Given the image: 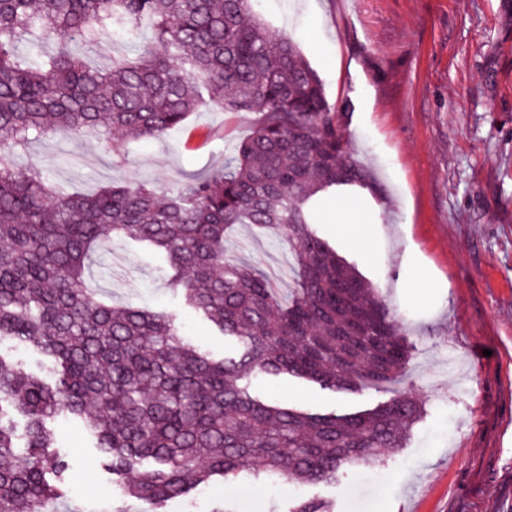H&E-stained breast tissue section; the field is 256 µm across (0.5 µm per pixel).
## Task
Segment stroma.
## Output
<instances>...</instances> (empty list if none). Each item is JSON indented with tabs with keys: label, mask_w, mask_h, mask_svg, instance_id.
<instances>
[{
	"label": "stroma",
	"mask_w": 512,
	"mask_h": 512,
	"mask_svg": "<svg viewBox=\"0 0 512 512\" xmlns=\"http://www.w3.org/2000/svg\"><path fill=\"white\" fill-rule=\"evenodd\" d=\"M272 33L290 35L331 104L349 103L344 133L371 173L376 196L336 197L317 230L378 289L412 346L396 381L331 392L293 377L257 376L255 395L311 413H351L408 390L426 411L404 448L348 469L335 484L240 479L197 487L154 512H293L321 499L332 512H512V0H258ZM255 117L203 105L182 129L130 143L44 138L17 154L53 184L91 193L129 181L181 189L224 165ZM369 232H344L349 219ZM231 255L266 274L280 298L293 286L288 245L246 224ZM100 296L177 314L184 336L214 357L233 342L176 294L157 261L112 246ZM68 462L55 512H153L122 499L79 425L57 418Z\"/></svg>",
	"instance_id": "stroma-1"
}]
</instances>
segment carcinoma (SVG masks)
Instances as JSON below:
<instances>
[{"label":"carcinoma","instance_id":"1","mask_svg":"<svg viewBox=\"0 0 512 512\" xmlns=\"http://www.w3.org/2000/svg\"><path fill=\"white\" fill-rule=\"evenodd\" d=\"M253 2L0 0V342L38 351L55 372L49 383L0 353V512H45L62 499L50 477L68 468L54 449L63 414L93 437L122 496L153 506L242 476L334 484L347 467L405 447L424 414L407 392L314 414L243 383L287 375L375 389L411 357L390 306L315 229L326 195L370 185L343 113ZM143 29L153 38L133 60L102 69L73 51ZM204 101L256 121L225 166L181 190L130 182L85 195L13 161L44 136L160 138ZM237 224L288 243L297 281L287 304L225 255ZM115 237L160 254L173 289L241 350L215 359L185 341L173 315L97 297L91 262ZM16 415L26 421L21 452Z\"/></svg>","mask_w":512,"mask_h":512}]
</instances>
